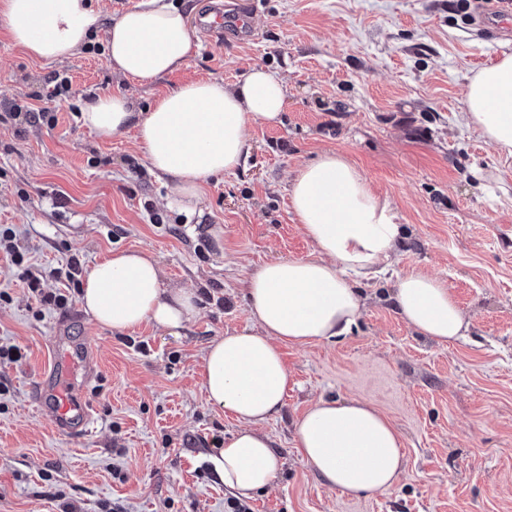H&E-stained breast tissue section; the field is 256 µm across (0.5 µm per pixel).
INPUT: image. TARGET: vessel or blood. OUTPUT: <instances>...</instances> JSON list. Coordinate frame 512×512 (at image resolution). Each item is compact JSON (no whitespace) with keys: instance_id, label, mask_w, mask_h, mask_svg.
Wrapping results in <instances>:
<instances>
[{"instance_id":"obj_1","label":"vessel or blood","mask_w":512,"mask_h":512,"mask_svg":"<svg viewBox=\"0 0 512 512\" xmlns=\"http://www.w3.org/2000/svg\"><path fill=\"white\" fill-rule=\"evenodd\" d=\"M194 26L217 39L229 34L246 37L253 32L248 8L238 7L229 12L220 0H210L207 9L195 18ZM55 331L51 371L46 379L36 383L32 395L50 407V423L57 432L80 438L93 429L94 419L72 379L76 376L85 382L94 379L98 358L93 345L88 342L81 348L67 349L62 338L63 324H56Z\"/></svg>"}]
</instances>
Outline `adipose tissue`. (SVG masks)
<instances>
[{"mask_svg": "<svg viewBox=\"0 0 512 512\" xmlns=\"http://www.w3.org/2000/svg\"><path fill=\"white\" fill-rule=\"evenodd\" d=\"M0 26L40 61L70 58L93 32L106 30L108 65L138 83L186 68L195 52L188 15L172 0H140L110 19L91 0H0ZM286 96L282 78L256 66L230 87L210 79L182 84L146 112L133 111L125 93L99 95L81 121L104 141L135 130L149 169L172 182L177 204L189 211L210 178L245 165L249 125L278 123ZM463 121L501 159H512V52L468 76ZM288 193L317 256L253 269L244 294L255 329L214 340L202 364L208 400L239 424L210 456V468L242 499L264 490L280 465L273 441L258 427L285 405L291 374L281 344L350 334L362 300L349 274L365 276L387 264L404 235L390 202L337 152L298 168ZM392 298L402 318L432 340H456L469 329L438 277L410 271L398 278ZM81 302L93 321L116 331L145 322L178 329L197 312L195 293L165 287L157 260L143 250H116L95 263ZM295 440L302 462L324 484L354 495L390 489L405 465L397 427L361 400L319 399L297 421Z\"/></svg>", "mask_w": 512, "mask_h": 512, "instance_id": "obj_1", "label": "adipose tissue"}]
</instances>
